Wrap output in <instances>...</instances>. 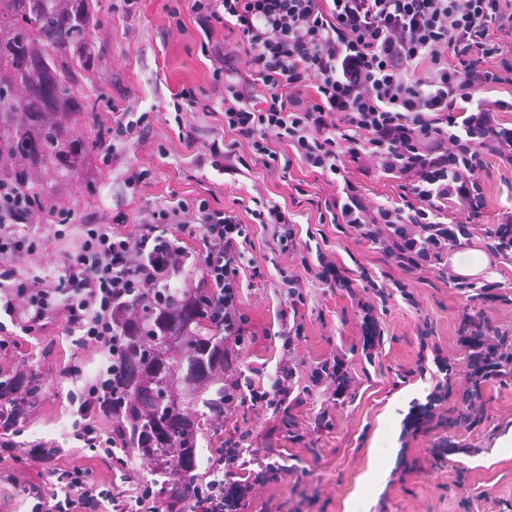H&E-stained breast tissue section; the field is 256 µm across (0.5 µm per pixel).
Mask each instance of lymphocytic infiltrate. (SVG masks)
<instances>
[{"label": "lymphocytic infiltrate", "mask_w": 512, "mask_h": 512, "mask_svg": "<svg viewBox=\"0 0 512 512\" xmlns=\"http://www.w3.org/2000/svg\"><path fill=\"white\" fill-rule=\"evenodd\" d=\"M511 0H185L172 9L192 15L205 40L200 51L214 80L224 84L226 141L215 156L225 166L241 147L271 171L292 163L338 188L325 200L334 224L380 241L386 259L405 273L437 270L460 288L442 256L449 241L470 240V227L485 210L484 158L512 165V127L498 119L512 100L487 99L483 90L512 85ZM223 30L224 45L209 40ZM399 180L398 202L371 206L350 169ZM458 203L462 217L448 214ZM251 224H271L281 253H297V229L287 208L252 210ZM74 213L36 203L27 188L0 181V333L15 326L27 335L62 322L80 346L106 351L116 302L172 276L164 254L151 243L173 229L199 236L204 250L197 273L183 287L210 289L215 318L224 331V362L237 358L246 319L236 305L251 224L209 199L170 200L142 216L134 229L87 221L80 241L58 275L26 276L19 267L40 254L45 240L65 239ZM41 225L44 238L25 225ZM288 305L281 314L282 356L269 385L243 374L224 378V411L250 406L270 410L273 424L261 433L235 427L203 482L159 508L137 464L125 466L121 483L91 480L81 468L56 467L48 441L33 442L31 458L49 467L51 479L25 488L29 512H239L258 487L281 480L285 468L270 439L300 438L292 413L314 389L335 401L350 381L333 358L306 374L297 387L293 353L303 332L297 315L307 284L352 287L340 279L330 255L302 257L299 268L278 271ZM96 394L85 388L73 439L95 456L112 459V439L94 414Z\"/></svg>", "instance_id": "f902f5d3"}]
</instances>
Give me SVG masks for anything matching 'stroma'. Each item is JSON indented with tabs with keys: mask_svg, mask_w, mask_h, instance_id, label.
Here are the masks:
<instances>
[{
	"mask_svg": "<svg viewBox=\"0 0 512 512\" xmlns=\"http://www.w3.org/2000/svg\"><path fill=\"white\" fill-rule=\"evenodd\" d=\"M117 0H98L105 23L96 34L102 67L86 91L97 98V118L112 124V107L148 112L152 128L147 138L116 142L112 156L92 153L65 205L75 223L95 218L133 227L147 210L171 197L208 196L212 205L248 219L255 201L288 207L297 223L301 248L330 253L351 279L367 273L377 284L405 282L417 299L380 305L372 289L348 293L312 283L304 316V335L296 359L300 372L322 360L339 356L350 364L351 388L345 397L329 401L313 393L294 413L307 435L300 440L280 437L290 468L281 481L259 488L242 512H512V375L491 380L482 391L486 417L474 429L453 426L455 401L439 406L434 421L407 429L406 418L415 404L425 402L442 381L433 361H420L418 329L429 325L432 341L454 366H463L466 353L458 341L460 317L471 301L467 289L434 272L409 275L389 264L378 245L360 238L345 224L321 222L324 201L335 189L301 164L287 177L250 163L239 175L214 169L207 150L187 151L169 117L173 95L182 87L195 89L200 105L184 113L186 126L204 140H223L219 115L224 87L216 83L202 56L204 35L192 16L183 27L170 23L168 11L177 0H138L132 14L113 11ZM147 169V184L133 188L126 170ZM484 221L493 224L512 211V167L486 156ZM237 305L247 319L248 341L239 367L274 370L281 355L277 337L285 297L278 290L277 270L296 265L297 257L281 254L272 227L255 225L245 253ZM489 281L498 283L500 299L481 304L485 318L499 330L512 333V265L491 258ZM376 308L379 334L372 352L364 350L363 305ZM11 357L25 358L46 378L41 407L26 428L27 441L53 439L66 448L59 466L78 465L105 479L108 467L93 453L80 449L70 436L74 417L70 394L101 369L97 351L74 345L64 326L51 336L16 338ZM329 412L330 429L310 432L320 412ZM456 446L444 461L431 455L443 438ZM0 512H27L23 488L44 482L46 473L34 461L0 459Z\"/></svg>",
	"mask_w": 512,
	"mask_h": 512,
	"instance_id": "obj_1",
	"label": "stroma"
}]
</instances>
